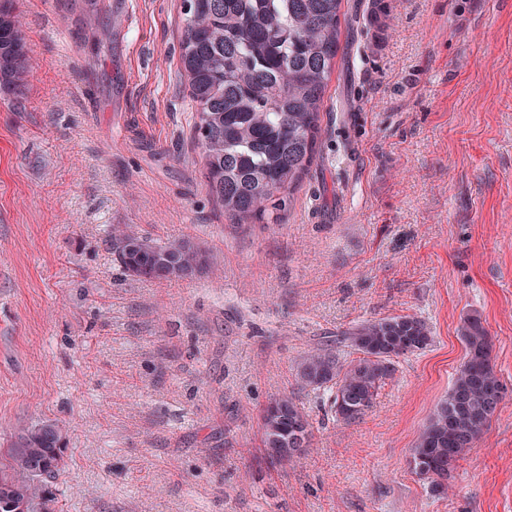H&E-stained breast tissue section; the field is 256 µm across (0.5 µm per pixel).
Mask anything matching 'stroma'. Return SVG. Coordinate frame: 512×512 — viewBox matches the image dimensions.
Returning a JSON list of instances; mask_svg holds the SVG:
<instances>
[{
  "label": "stroma",
  "mask_w": 512,
  "mask_h": 512,
  "mask_svg": "<svg viewBox=\"0 0 512 512\" xmlns=\"http://www.w3.org/2000/svg\"><path fill=\"white\" fill-rule=\"evenodd\" d=\"M344 0L319 155L280 224L210 194L179 60L181 0H16L24 88H0V449L63 429L56 512H512V394L444 497L410 460L480 318L512 385V0ZM122 227L190 238L191 280L126 276ZM433 341L359 420L301 387L310 351L387 316ZM294 394L309 453L270 463ZM271 404L276 405L274 411L269 410ZM296 428L303 430L306 441L304 447L294 446ZM311 438V424L293 395L284 393L269 403L263 410L261 416V446L265 448L267 454L268 448H285L286 453L282 456L280 462L291 461L307 452L311 446Z\"/></svg>",
  "instance_id": "35a3bbf8"
}]
</instances>
